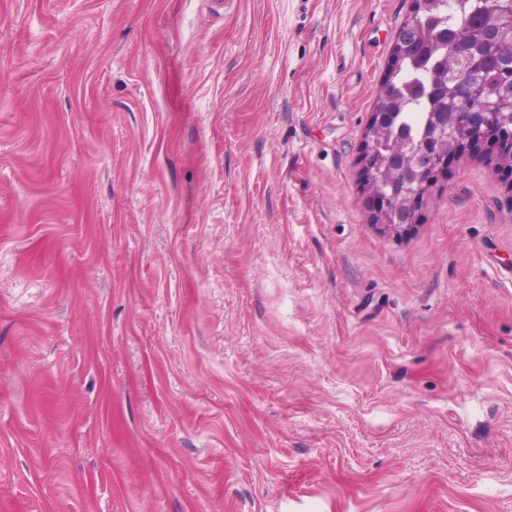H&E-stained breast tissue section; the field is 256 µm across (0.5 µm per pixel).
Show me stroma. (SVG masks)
Wrapping results in <instances>:
<instances>
[{
	"mask_svg": "<svg viewBox=\"0 0 512 512\" xmlns=\"http://www.w3.org/2000/svg\"><path fill=\"white\" fill-rule=\"evenodd\" d=\"M412 0H0V512H512V181L362 156Z\"/></svg>",
	"mask_w": 512,
	"mask_h": 512,
	"instance_id": "obj_1",
	"label": "stroma"
}]
</instances>
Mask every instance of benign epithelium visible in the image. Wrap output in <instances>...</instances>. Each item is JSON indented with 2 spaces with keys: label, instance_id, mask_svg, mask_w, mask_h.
<instances>
[{
  "label": "benign epithelium",
  "instance_id": "7a95c632",
  "mask_svg": "<svg viewBox=\"0 0 512 512\" xmlns=\"http://www.w3.org/2000/svg\"><path fill=\"white\" fill-rule=\"evenodd\" d=\"M451 62L464 75L457 77L448 71V80L436 88L437 98L459 108L452 114L441 112L433 119L427 142L419 145L401 140L386 127L383 114H372L371 125L379 132L369 141L363 155V167L371 184L370 196L379 217L385 219L408 207V217L402 228L414 225L421 201L417 186L419 175L432 176L448 168L452 152L443 148L453 141L454 150L477 148L495 143L496 148L512 150V67L501 70L500 88L488 87L481 78V59L467 48V42L456 36L448 37Z\"/></svg>",
  "mask_w": 512,
  "mask_h": 512
}]
</instances>
